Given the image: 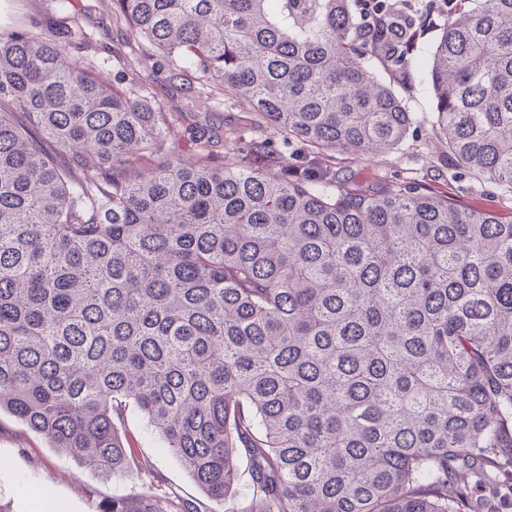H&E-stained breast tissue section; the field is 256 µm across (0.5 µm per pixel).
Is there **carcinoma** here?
<instances>
[{"label": "carcinoma", "mask_w": 512, "mask_h": 512, "mask_svg": "<svg viewBox=\"0 0 512 512\" xmlns=\"http://www.w3.org/2000/svg\"><path fill=\"white\" fill-rule=\"evenodd\" d=\"M114 2L185 111L115 94L71 37L0 33V411L108 475L143 469L138 412L225 512H485L470 485L512 456V217L336 160L418 133L419 62L448 166L512 189V0Z\"/></svg>", "instance_id": "obj_1"}]
</instances>
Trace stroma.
I'll return each instance as SVG.
<instances>
[{"instance_id":"35a3bbf8","label":"stroma","mask_w":512,"mask_h":512,"mask_svg":"<svg viewBox=\"0 0 512 512\" xmlns=\"http://www.w3.org/2000/svg\"><path fill=\"white\" fill-rule=\"evenodd\" d=\"M25 27L35 31L67 29L90 42L92 76L114 92L128 94L131 87L113 56L115 49L141 58L151 72L147 96L164 112H180L185 100L172 88L159 68L158 58H146L137 43L122 44L112 28V0H72L68 11H59L55 0H0V31ZM428 75L412 66L399 93L411 112L425 126L433 119L427 93ZM444 149L430 131L410 136L393 153L369 161L344 159L337 164L339 177L369 181L379 177L416 182L444 192L465 207H490L512 214V193L475 184L462 170L448 168ZM127 438L138 441L145 469L108 477L84 467L70 454L51 448L43 436L31 432L6 412L0 413V504L10 512H97L113 494H136L152 489L166 497H180L196 504L198 512H224L223 504L210 500L177 460L161 448L141 415L130 414L124 424Z\"/></svg>"}]
</instances>
